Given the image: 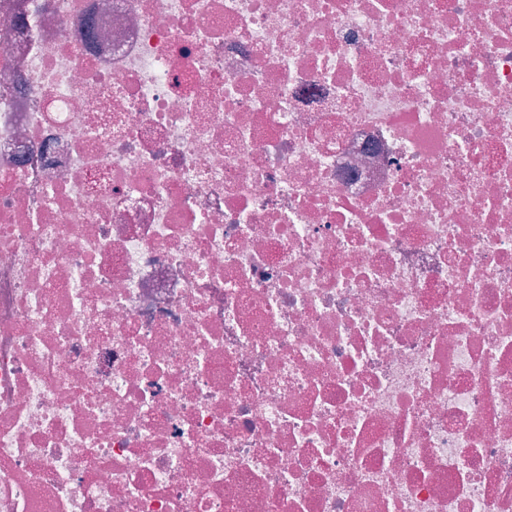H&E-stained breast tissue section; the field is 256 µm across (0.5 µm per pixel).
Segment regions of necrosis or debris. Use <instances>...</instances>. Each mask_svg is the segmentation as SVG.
Here are the masks:
<instances>
[{
  "label": "necrosis or debris",
  "mask_w": 512,
  "mask_h": 512,
  "mask_svg": "<svg viewBox=\"0 0 512 512\" xmlns=\"http://www.w3.org/2000/svg\"><path fill=\"white\" fill-rule=\"evenodd\" d=\"M0 512H512V0H0Z\"/></svg>",
  "instance_id": "4bbe7bcc"
}]
</instances>
